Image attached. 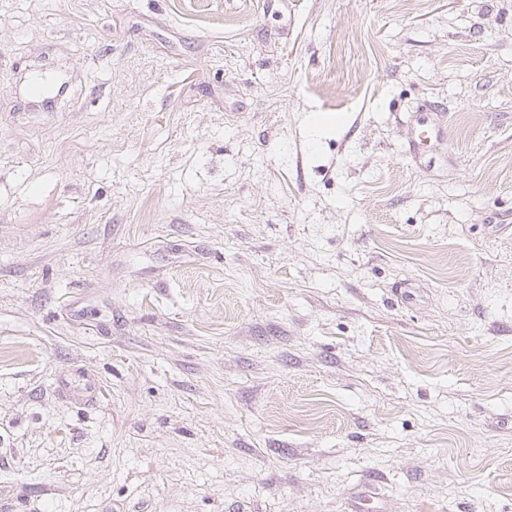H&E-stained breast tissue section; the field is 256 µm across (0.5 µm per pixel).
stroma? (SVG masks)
Returning <instances> with one entry per match:
<instances>
[{"label": "stroma", "instance_id": "1", "mask_svg": "<svg viewBox=\"0 0 512 512\" xmlns=\"http://www.w3.org/2000/svg\"><path fill=\"white\" fill-rule=\"evenodd\" d=\"M371 478L512 512V0H0V512ZM57 391L65 396L74 398L81 403L90 402L96 394L95 380L85 374H80L78 378H63L57 382Z\"/></svg>", "mask_w": 512, "mask_h": 512}]
</instances>
